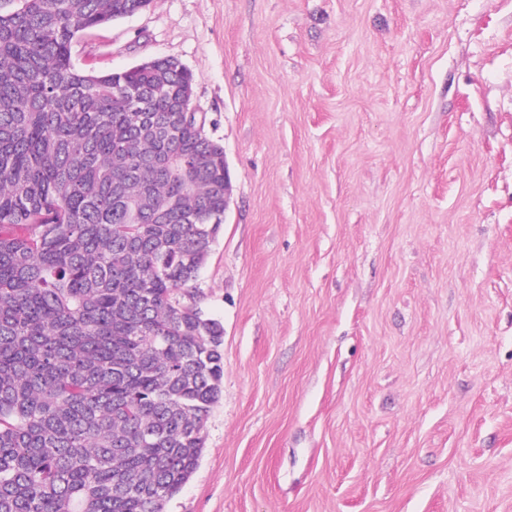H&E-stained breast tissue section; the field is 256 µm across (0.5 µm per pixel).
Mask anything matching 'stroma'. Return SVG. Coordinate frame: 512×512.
I'll return each instance as SVG.
<instances>
[{
	"mask_svg": "<svg viewBox=\"0 0 512 512\" xmlns=\"http://www.w3.org/2000/svg\"><path fill=\"white\" fill-rule=\"evenodd\" d=\"M232 196L221 397L166 512H512V0H151Z\"/></svg>",
	"mask_w": 512,
	"mask_h": 512,
	"instance_id": "obj_1",
	"label": "stroma"
}]
</instances>
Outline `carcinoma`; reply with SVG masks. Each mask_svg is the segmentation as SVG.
<instances>
[{
	"mask_svg": "<svg viewBox=\"0 0 512 512\" xmlns=\"http://www.w3.org/2000/svg\"><path fill=\"white\" fill-rule=\"evenodd\" d=\"M0 9V512H165L222 394L223 325L175 292L224 221V146L170 58L75 68L150 0Z\"/></svg>",
	"mask_w": 512,
	"mask_h": 512,
	"instance_id": "cac0c4a2",
	"label": "carcinoma"
}]
</instances>
